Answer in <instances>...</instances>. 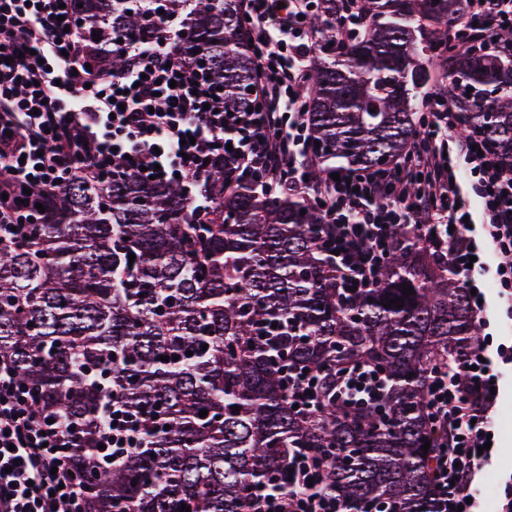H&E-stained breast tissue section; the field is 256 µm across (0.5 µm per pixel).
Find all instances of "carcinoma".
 <instances>
[{"instance_id":"obj_1","label":"carcinoma","mask_w":512,"mask_h":512,"mask_svg":"<svg viewBox=\"0 0 512 512\" xmlns=\"http://www.w3.org/2000/svg\"><path fill=\"white\" fill-rule=\"evenodd\" d=\"M241 2L75 0V13L86 43L97 35L110 45L147 37L160 9L184 16L185 63L222 88L225 111L240 112L254 71ZM458 2L438 0L424 16L418 0H363L376 22L310 71L315 156L362 170L398 155L416 133L414 90L427 79L416 33L427 18L453 17ZM452 69L446 94L464 112L462 134L512 165V56L462 51ZM199 183L208 224L191 223L179 183L122 169L97 182L78 174L29 239L0 241V355L75 437L69 466L87 512H246L252 483L288 480V456L331 452L339 462L327 487L350 512L370 501L436 512L432 452L421 450L434 441L427 374L477 344L447 256L402 230L379 285L345 296L309 204L247 184L226 191L222 165ZM395 298L404 307H384ZM357 362L387 375L383 404L332 398V371ZM287 368L321 373L326 411L288 406ZM114 405L138 434L134 448H99Z\"/></svg>"}]
</instances>
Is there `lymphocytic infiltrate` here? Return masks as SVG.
<instances>
[{"label":"lymphocytic infiltrate","mask_w":512,"mask_h":512,"mask_svg":"<svg viewBox=\"0 0 512 512\" xmlns=\"http://www.w3.org/2000/svg\"><path fill=\"white\" fill-rule=\"evenodd\" d=\"M319 0H244L243 27L255 63L252 109L224 112V99L182 60L186 28L165 16L157 34L123 42L124 69L89 70L74 0H0V239L25 240L46 216L20 203L28 186L53 195L69 177L95 179L102 169H127L149 180L186 182L196 191L207 166L223 165L224 186L247 182L270 192L302 195L323 225L322 245L334 252L339 288L376 287L400 227L415 228L431 248L445 251L466 289L474 273L494 262L500 298L512 315V168L481 137H462L463 114L441 86L420 103V129L402 160L319 180L307 131L309 58L320 45L345 46V33L366 26L361 0H336V18L319 15ZM512 24V0H461L449 24L456 46L512 54L497 41ZM512 345L484 337L427 377L433 426L441 431L431 473L436 512H478L474 483L484 444L494 430L500 368ZM337 400L382 402L388 378L376 367L334 370ZM65 425L48 422L28 388L0 356V512H86L72 477ZM335 456L289 457L288 483L251 486L248 512H346L323 486Z\"/></svg>","instance_id":"obj_1"}]
</instances>
